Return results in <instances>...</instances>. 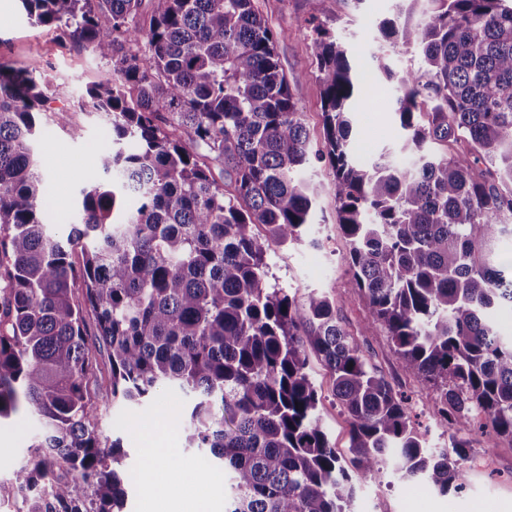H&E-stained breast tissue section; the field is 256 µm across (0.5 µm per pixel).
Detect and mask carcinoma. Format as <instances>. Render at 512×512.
<instances>
[{"label": "carcinoma", "mask_w": 512, "mask_h": 512, "mask_svg": "<svg viewBox=\"0 0 512 512\" xmlns=\"http://www.w3.org/2000/svg\"><path fill=\"white\" fill-rule=\"evenodd\" d=\"M21 2L34 23L62 24L111 60L113 79L87 95L112 148L96 154L79 223H46L35 142L49 82L0 67V421L24 411L39 423L0 501L117 512L123 452L100 416L165 386L192 396L190 447L228 470L224 512H346L352 469L376 480L389 468L446 494L464 485L473 421L512 441V338L491 319L512 307V262L499 252L512 240V186L500 184L512 181V0H428L424 24H380L377 71L394 77L388 46L420 54L397 77L406 147L462 136L473 146L411 169L354 159L349 113L368 105L367 91L319 25L309 40L323 84L315 149L254 0H149L146 26L144 0ZM50 118L83 138L70 113ZM313 159L333 170L349 286L406 374L436 389L434 415L461 433L450 451L426 447L404 393L344 328L335 300L269 284L268 252L313 223L319 189L300 177ZM312 355L349 418V467L318 414Z\"/></svg>", "instance_id": "1"}]
</instances>
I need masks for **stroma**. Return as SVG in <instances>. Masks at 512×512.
I'll list each match as a JSON object with an SVG mask.
<instances>
[{"instance_id":"1","label":"stroma","mask_w":512,"mask_h":512,"mask_svg":"<svg viewBox=\"0 0 512 512\" xmlns=\"http://www.w3.org/2000/svg\"><path fill=\"white\" fill-rule=\"evenodd\" d=\"M259 14L278 35L277 50L283 70L291 78L297 107L314 145L323 142L322 84L318 65L308 43L313 25L329 29L344 44L355 72L369 77L370 54L382 21L398 16L400 0H254ZM0 65L36 66L55 86L47 111L66 109L82 126L84 137L74 140L65 132L48 128L36 143L41 169L47 178L45 211L51 224L76 221L81 188L94 179V151L107 146L106 127L82 94L88 85L112 78L111 63L78 44H61L56 29L31 24L20 0H0ZM397 83L381 80L374 86L368 107L351 116L354 157L368 165L381 152L405 167L415 166L418 153L405 141L391 108ZM307 175L322 187L315 222L301 242L271 251V284L303 297L317 289L336 301L346 330L357 336L397 390L404 392L414 427L427 447L450 448L453 429L432 413L435 393L409 378L390 347L385 333L372 324L364 303L348 285L342 263L345 240L336 224L334 177L327 162H312ZM310 374L322 392L320 418L337 455L352 457L350 423L331 395L332 378L318 361ZM187 399L175 388L159 391L141 404H120L101 420L104 437L121 439L127 452L123 468L129 477L124 512H177L179 505L199 504L207 512H224V470L209 451L188 447L180 427ZM37 419L25 415L0 424V481L10 480L27 457L29 439ZM160 441L168 465L158 467L146 451L147 440ZM470 459L465 465L462 492L441 494L423 483H403L392 475L357 483L349 512H512V442L493 433L471 435ZM157 470L162 483L148 491L147 471Z\"/></svg>"}]
</instances>
